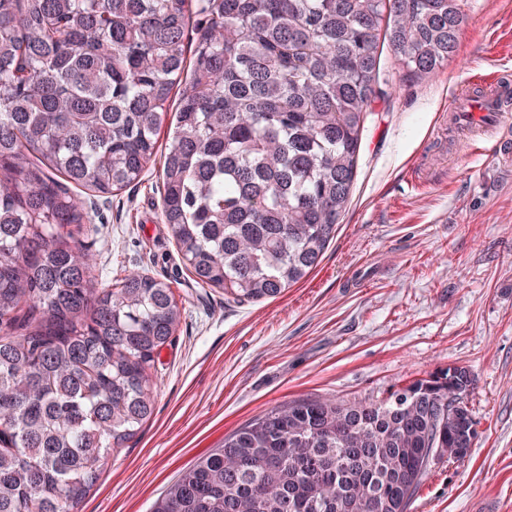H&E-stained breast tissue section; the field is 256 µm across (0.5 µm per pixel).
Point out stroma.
Masks as SVG:
<instances>
[{"mask_svg": "<svg viewBox=\"0 0 512 512\" xmlns=\"http://www.w3.org/2000/svg\"><path fill=\"white\" fill-rule=\"evenodd\" d=\"M464 10L458 53L434 75H406L381 45L389 98L366 118L347 208L317 268L277 298L240 304L196 283L162 220L161 161L139 183L89 193L95 286L168 279L182 319L151 419L81 512H152L202 453L281 403L378 401L451 366L474 377V445L431 465L408 512H512V170L462 156L439 131L455 88L512 74V0Z\"/></svg>", "mask_w": 512, "mask_h": 512, "instance_id": "obj_1", "label": "stroma"}]
</instances>
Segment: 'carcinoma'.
Wrapping results in <instances>:
<instances>
[{
  "mask_svg": "<svg viewBox=\"0 0 512 512\" xmlns=\"http://www.w3.org/2000/svg\"><path fill=\"white\" fill-rule=\"evenodd\" d=\"M189 0H0V512H80L154 412L180 320L171 285L96 288L86 201L140 180L181 86L162 217L196 281L276 298L321 261L366 112L457 52L460 0H209L189 80ZM431 375L382 401L293 400L224 437L154 512H407L476 437L474 385Z\"/></svg>",
  "mask_w": 512,
  "mask_h": 512,
  "instance_id": "1",
  "label": "carcinoma"
}]
</instances>
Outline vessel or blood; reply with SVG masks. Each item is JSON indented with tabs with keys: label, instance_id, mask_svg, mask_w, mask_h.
<instances>
[{
	"label": "vessel or blood",
	"instance_id": "obj_1",
	"mask_svg": "<svg viewBox=\"0 0 512 512\" xmlns=\"http://www.w3.org/2000/svg\"><path fill=\"white\" fill-rule=\"evenodd\" d=\"M446 119L449 130L460 136L468 155H483L491 141L499 163L512 166L511 77L487 76L479 92L468 85L455 90Z\"/></svg>",
	"mask_w": 512,
	"mask_h": 512
}]
</instances>
